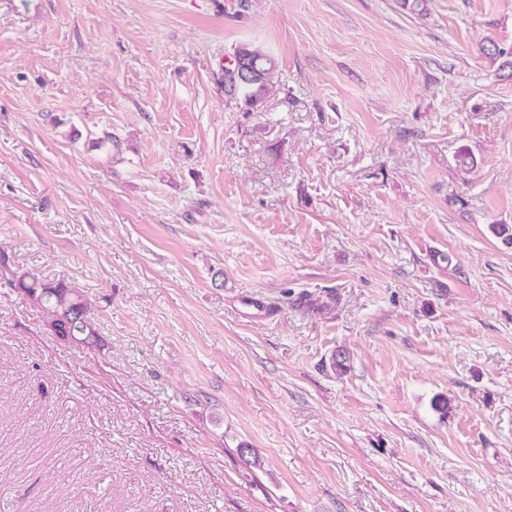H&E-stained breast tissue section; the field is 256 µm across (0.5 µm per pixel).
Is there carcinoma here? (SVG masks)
<instances>
[{"label":"carcinoma","mask_w":512,"mask_h":512,"mask_svg":"<svg viewBox=\"0 0 512 512\" xmlns=\"http://www.w3.org/2000/svg\"><path fill=\"white\" fill-rule=\"evenodd\" d=\"M235 52L260 60L263 64V71L258 80L243 83L236 80L231 66H225L221 76V81L224 82V91L229 95L242 96L246 106L252 109L257 108L264 95L274 84L275 62L260 47L244 45L235 48ZM14 286L45 311L56 335L63 338L79 334L97 336L95 325L89 316L91 304L86 296L77 289L62 282H44L25 274L14 281Z\"/></svg>","instance_id":"cac0c4a2"}]
</instances>
